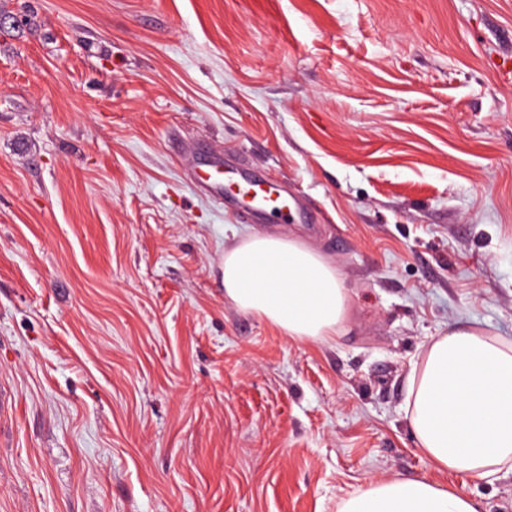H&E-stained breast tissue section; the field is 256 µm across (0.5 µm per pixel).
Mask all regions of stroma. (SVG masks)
Returning a JSON list of instances; mask_svg holds the SVG:
<instances>
[{
	"label": "stroma",
	"instance_id": "stroma-1",
	"mask_svg": "<svg viewBox=\"0 0 512 512\" xmlns=\"http://www.w3.org/2000/svg\"><path fill=\"white\" fill-rule=\"evenodd\" d=\"M512 0H0V512H338L436 469L405 417L432 337L512 341ZM214 148L287 185L270 223L357 315L289 339L224 299L258 226ZM193 179L215 201L235 209L242 218L281 216L294 224H310L313 214L288 193V187L270 184L263 190L253 183L239 163H231L224 153L214 152L205 160L192 159ZM237 186L239 193L231 191ZM254 194L250 198V192Z\"/></svg>",
	"mask_w": 512,
	"mask_h": 512
}]
</instances>
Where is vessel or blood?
<instances>
[{
	"instance_id": "vessel-or-blood-1",
	"label": "vessel or blood",
	"mask_w": 512,
	"mask_h": 512,
	"mask_svg": "<svg viewBox=\"0 0 512 512\" xmlns=\"http://www.w3.org/2000/svg\"><path fill=\"white\" fill-rule=\"evenodd\" d=\"M195 184L215 201L235 209L247 219L281 216L296 224L312 223V213L293 198L286 186L270 185L262 189L253 183L241 164L230 162L216 152L207 159L192 163Z\"/></svg>"
}]
</instances>
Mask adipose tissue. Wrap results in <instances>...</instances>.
I'll return each instance as SVG.
<instances>
[{
	"instance_id": "obj_1",
	"label": "adipose tissue",
	"mask_w": 512,
	"mask_h": 512,
	"mask_svg": "<svg viewBox=\"0 0 512 512\" xmlns=\"http://www.w3.org/2000/svg\"><path fill=\"white\" fill-rule=\"evenodd\" d=\"M224 298L284 336L324 343L354 315L335 262L286 234L250 232L224 252ZM407 418L436 466L484 481L512 468V343L482 328L434 337L408 374ZM338 512H480L465 491L418 477L377 479Z\"/></svg>"
}]
</instances>
